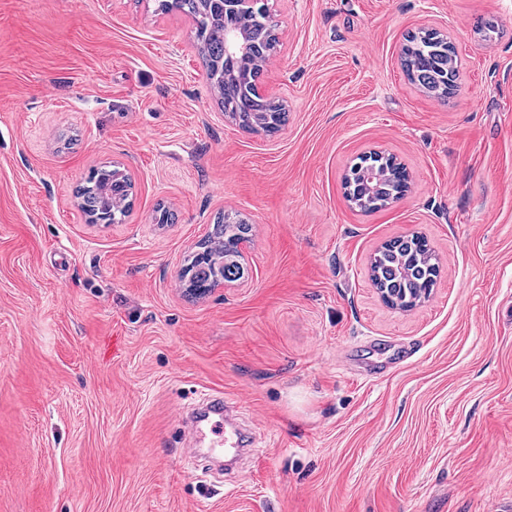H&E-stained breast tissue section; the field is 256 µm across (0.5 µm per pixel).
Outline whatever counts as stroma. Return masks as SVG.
<instances>
[{"label":"stroma","mask_w":512,"mask_h":512,"mask_svg":"<svg viewBox=\"0 0 512 512\" xmlns=\"http://www.w3.org/2000/svg\"><path fill=\"white\" fill-rule=\"evenodd\" d=\"M267 3L272 135L224 118L157 0H0V512H512V0ZM421 28L450 101L402 68ZM372 152L409 189L365 213L343 178ZM112 164L130 211L89 223ZM228 212L245 275L193 293ZM413 234L439 274L401 311L370 265ZM214 391L255 438L222 478L180 425ZM402 62L411 82L424 92L443 101L456 93L458 60L454 47L440 31L421 30L408 37ZM80 194L82 198V209L92 219V221L114 220L119 216H125L129 204L127 202L130 196L131 183L127 177L120 174H114L111 170H100L94 172ZM107 186L112 201V211L104 209L103 206V187Z\"/></svg>","instance_id":"stroma-1"}]
</instances>
